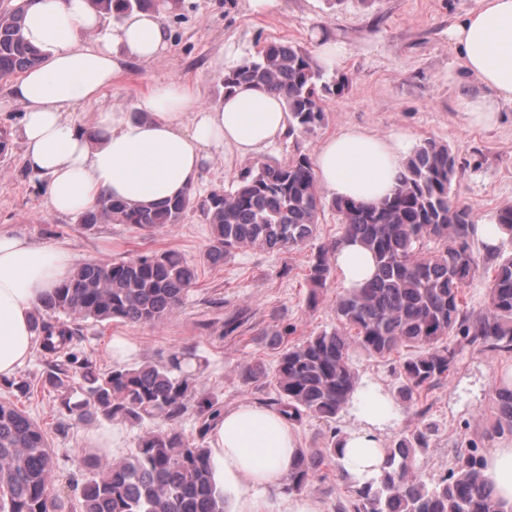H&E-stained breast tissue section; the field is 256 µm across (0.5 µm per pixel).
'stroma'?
Listing matches in <instances>:
<instances>
[{
    "label": "stroma",
    "instance_id": "stroma-1",
    "mask_svg": "<svg viewBox=\"0 0 512 512\" xmlns=\"http://www.w3.org/2000/svg\"><path fill=\"white\" fill-rule=\"evenodd\" d=\"M476 5L477 0H337L332 6L326 0H279L275 10L258 14L249 0H182L178 14L164 19L171 37L166 54L148 65L122 63L101 104L131 109L150 85L173 79L198 84L210 103L223 91L222 73L216 68L219 58L233 67L271 42H292L312 51L316 35L323 34L342 46L338 72L349 79L341 95L325 98L324 123L299 138H283L253 159L226 149L214 151L198 194L234 188L252 164L284 162L294 149L314 155L327 137L355 125L381 136H407L414 145L428 138L448 143L457 159L452 185L456 200L471 208L473 219L490 217L512 204V101H499L493 128L468 126L462 101L485 96L488 90L464 72L448 36L453 21ZM10 86V80H0V129L10 138L8 152L0 154V229L25 234L39 245L64 246L81 262L173 250L198 272L183 304L162 323L115 320L102 325L90 320L82 325L76 349L103 369L195 355L203 362L197 391L212 396L225 410L242 401L261 405L274 397L273 381L245 383L241 370L259 360L275 371L276 329L292 327L287 340L295 343L336 327V298L346 290L340 274H332L313 308L307 303L305 279L312 253L341 234L336 212H321L317 237L303 246L250 247L216 266L204 257L209 226L195 212L187 213L181 223L149 231L115 223L85 227L76 217L50 213L41 185L28 176L20 135L24 108L13 99ZM240 309L247 310L246 319L235 332L225 333V318ZM117 339L130 347L120 361L110 353ZM351 363L361 384L378 385L393 399L397 417L384 432L385 442L417 425H433L430 448L414 462L425 479L449 472L457 449L473 443L486 455L501 445V438L486 435L485 426L493 412L495 384L512 375V353L472 352L447 383L422 392L417 402L399 398L396 360L355 351ZM357 426L346 409L329 423L303 418L294 430L300 447L322 448L333 435H345ZM144 432L141 426L100 420L53 436L59 461L55 488L66 512H80V489L88 476L80 460L91 452L95 438H112L110 456L118 460L135 449ZM339 469V461L325 462L312 487L298 493V501L310 512H331Z\"/></svg>",
    "mask_w": 512,
    "mask_h": 512
}]
</instances>
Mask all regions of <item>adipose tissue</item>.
Returning <instances> with one entry per match:
<instances>
[{"label": "adipose tissue", "instance_id": "adipose-tissue-1", "mask_svg": "<svg viewBox=\"0 0 512 512\" xmlns=\"http://www.w3.org/2000/svg\"><path fill=\"white\" fill-rule=\"evenodd\" d=\"M477 2L448 34L463 69L495 93L462 103L467 124L487 128L497 122V99L512 100V0ZM89 36L94 44L87 47ZM24 37L44 60L12 81L11 91L24 107L26 170L42 183L50 212L75 214L110 199L163 204L197 186L214 150L252 158L288 128L283 97L250 86L207 104L196 84L170 80L142 93L133 111L102 105L121 62H147L167 49L161 14L132 12L107 26L90 0H32ZM92 103L99 109L89 131L72 114ZM407 150L404 140L344 128L315 153L318 185L331 197L379 203L397 186ZM332 262L350 288L375 271L372 254L354 238L337 245ZM75 267L67 249L0 230V381L31 356L34 310ZM350 405L359 426L342 438L339 459L350 478L364 483L381 473L382 434L396 413L372 384L359 387ZM208 446L225 512H258L287 479L299 442L277 412L244 402L213 423ZM483 475L511 506L512 443L493 451Z\"/></svg>", "mask_w": 512, "mask_h": 512}]
</instances>
